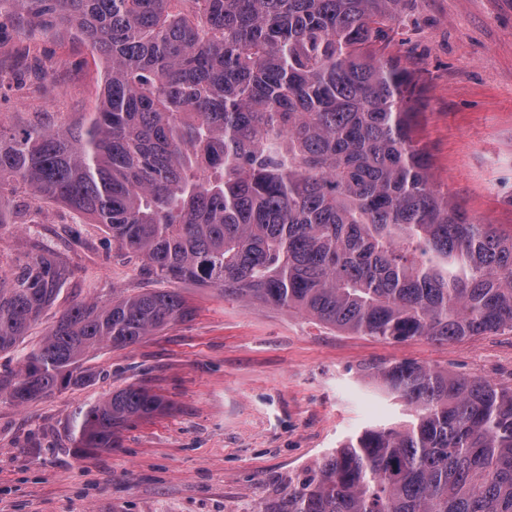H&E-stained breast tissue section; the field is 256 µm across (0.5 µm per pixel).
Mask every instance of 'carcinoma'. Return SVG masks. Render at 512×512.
Returning <instances> with one entry per match:
<instances>
[{
  "label": "carcinoma",
  "instance_id": "cac0c4a2",
  "mask_svg": "<svg viewBox=\"0 0 512 512\" xmlns=\"http://www.w3.org/2000/svg\"><path fill=\"white\" fill-rule=\"evenodd\" d=\"M403 2L12 0L46 28L68 21L105 72L64 128L0 124V224L17 193L64 204L173 287L74 304L0 371V396L93 384V352L190 315L183 282L383 340L511 333L512 233L436 185L418 83L381 54ZM64 284L45 255L0 276V353ZM377 372L411 424L348 440L260 512H512V386ZM164 408L141 386L108 394L78 413L75 447L116 448Z\"/></svg>",
  "mask_w": 512,
  "mask_h": 512
}]
</instances>
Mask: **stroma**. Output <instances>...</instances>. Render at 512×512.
<instances>
[{
	"label": "stroma",
	"instance_id": "1",
	"mask_svg": "<svg viewBox=\"0 0 512 512\" xmlns=\"http://www.w3.org/2000/svg\"><path fill=\"white\" fill-rule=\"evenodd\" d=\"M0 0V123L67 126L91 111L100 62L72 27L41 34ZM421 85L418 134L441 189L481 224L512 231V0H405L384 48ZM49 254L61 293L25 339L34 344L73 303L153 288L140 258L66 206L39 223L0 224V272ZM194 312L124 350L90 358L95 383L17 405L0 397V512H257L324 454L410 411L378 367L408 362L512 383V334L436 343L341 332L304 315L184 284ZM142 385L165 409L112 450H75L76 412Z\"/></svg>",
	"mask_w": 512,
	"mask_h": 512
}]
</instances>
